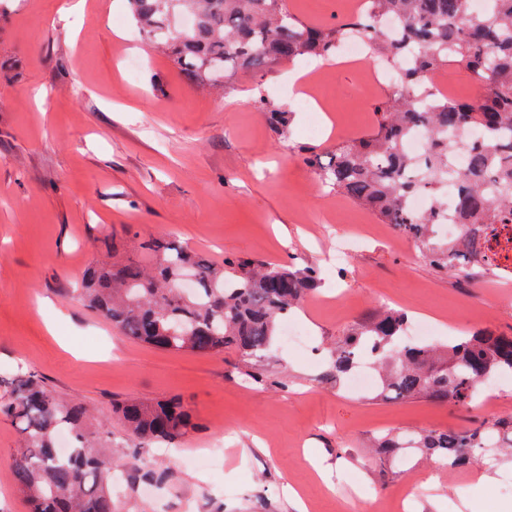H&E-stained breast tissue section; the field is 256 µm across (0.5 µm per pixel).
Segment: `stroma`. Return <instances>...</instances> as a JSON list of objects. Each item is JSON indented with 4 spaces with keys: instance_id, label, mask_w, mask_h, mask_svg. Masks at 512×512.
Instances as JSON below:
<instances>
[{
    "instance_id": "1",
    "label": "stroma",
    "mask_w": 512,
    "mask_h": 512,
    "mask_svg": "<svg viewBox=\"0 0 512 512\" xmlns=\"http://www.w3.org/2000/svg\"><path fill=\"white\" fill-rule=\"evenodd\" d=\"M68 0H8L0 12V401L11 379L38 375L60 399L91 408V436L129 448L112 411L117 400L179 395L197 428L176 448H146L165 483L116 489L118 512H373L403 501L406 512H512V462L453 470L417 452L390 460L380 438L412 429L512 416V381L479 392L472 408L424 400L394 402L318 384L320 362L355 323L380 308L425 309L431 343L491 328L512 336V284L463 282L431 268L413 241L321 186L298 157L368 133L375 96L357 95L361 66L321 64L317 98L332 124L310 138L288 88L293 67L257 78L229 72L227 89L185 77L134 24L127 0H86L84 12L57 16ZM143 64L134 76L124 56ZM290 114L271 126L256 94ZM361 214L362 239L341 270L325 252L337 212ZM173 236L216 260L244 256L319 271L322 284L299 310L307 341L247 361L236 352L165 351L122 336L66 296L84 268L114 239L119 258L141 239ZM20 429L0 418V512H27L8 463Z\"/></svg>"
}]
</instances>
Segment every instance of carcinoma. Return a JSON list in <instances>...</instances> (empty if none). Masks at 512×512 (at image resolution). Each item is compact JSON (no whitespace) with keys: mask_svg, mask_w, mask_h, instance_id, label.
Masks as SVG:
<instances>
[{"mask_svg":"<svg viewBox=\"0 0 512 512\" xmlns=\"http://www.w3.org/2000/svg\"><path fill=\"white\" fill-rule=\"evenodd\" d=\"M471 2L365 0L362 11L304 24L283 0H128L148 42L162 46L198 82L215 81L229 70L258 75L306 56L329 61L352 34L366 37L372 52L394 63L410 57L402 84L375 107L372 133L336 143L326 164L311 147L298 156L331 189L415 241L427 264L464 279L478 267L483 274L496 273L494 264H479L485 228L512 225V0H490L491 7L479 14ZM450 61L465 67L478 93L420 100L431 90L429 75ZM255 104L270 123L286 127L288 112L262 94ZM469 128L481 132L479 141L460 138ZM416 129L429 134L419 160L402 151ZM417 192L431 197L429 210L407 207L406 198ZM448 205L463 227L455 242L434 230ZM141 248L147 262L96 260L81 287L66 294L128 339L163 350L230 349L245 358L264 357L279 323L301 308L319 281L316 269L290 264L240 257L218 265L176 238H149ZM407 322L405 311L387 309L354 325L330 352L320 382L341 383L366 353L381 379L374 397L469 407L479 384L512 374V336L489 329L462 336L448 344V362L440 363L430 344H401ZM115 411L138 447L130 455L92 442L89 410L82 403L60 400L34 374L13 380L0 414L23 433L24 451L9 466L28 512H117L115 460H126L130 479L159 482L162 477L140 472V449L175 443L196 429L178 397L128 400ZM378 448L387 457L413 449L450 469L463 468L512 448V417L470 430L387 435Z\"/></svg>","mask_w":512,"mask_h":512,"instance_id":"obj_1","label":"carcinoma"}]
</instances>
